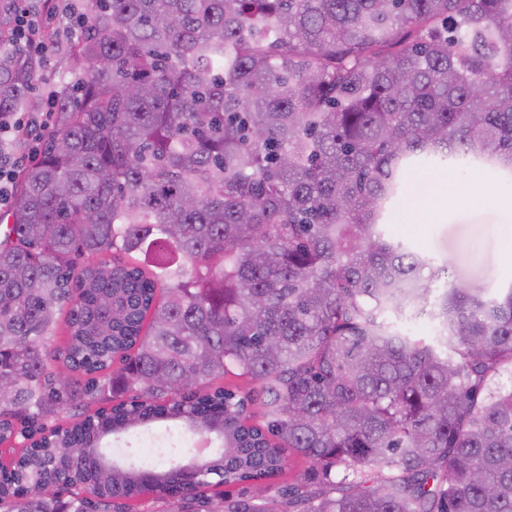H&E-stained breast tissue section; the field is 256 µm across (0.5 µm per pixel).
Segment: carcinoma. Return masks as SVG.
Segmentation results:
<instances>
[{
  "instance_id": "obj_1",
  "label": "carcinoma",
  "mask_w": 512,
  "mask_h": 512,
  "mask_svg": "<svg viewBox=\"0 0 512 512\" xmlns=\"http://www.w3.org/2000/svg\"><path fill=\"white\" fill-rule=\"evenodd\" d=\"M84 2L86 70L0 214V444L25 466L0 508L276 512L254 497L291 454L344 471L281 486L299 512H512V287L457 288L381 229L414 164L512 181V0ZM0 18V113L29 111L39 63ZM235 372L258 387L211 385ZM155 421L222 446L100 447Z\"/></svg>"
}]
</instances>
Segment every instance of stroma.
Returning <instances> with one entry per match:
<instances>
[{"mask_svg": "<svg viewBox=\"0 0 512 512\" xmlns=\"http://www.w3.org/2000/svg\"><path fill=\"white\" fill-rule=\"evenodd\" d=\"M43 29L53 46L32 92L42 112L48 109L51 92L85 70L70 51L81 33L73 29L65 11L45 20ZM429 197L444 200V207H425L423 201ZM384 230L388 239L410 244L433 266L450 265L456 283L469 292L493 299L512 284V263L501 257L502 242L512 238V185L503 186L491 169L463 171L437 162L416 167L407 196L392 205ZM117 442L136 448L142 460L157 464L164 462L166 448L188 446L191 439L181 427L158 422L121 440H106L110 446Z\"/></svg>", "mask_w": 512, "mask_h": 512, "instance_id": "obj_1", "label": "stroma"}]
</instances>
